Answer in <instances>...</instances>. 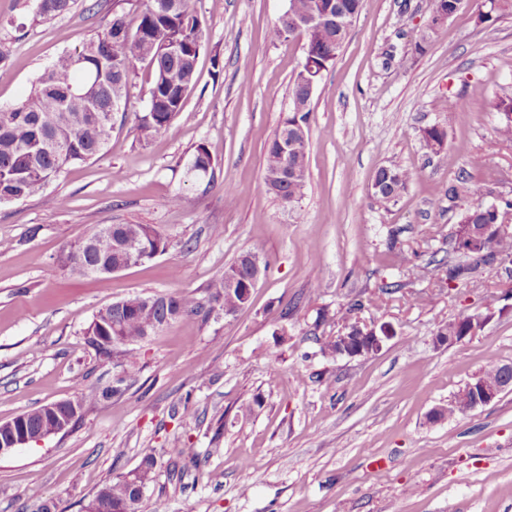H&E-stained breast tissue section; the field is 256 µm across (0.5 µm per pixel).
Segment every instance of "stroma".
<instances>
[{
  "mask_svg": "<svg viewBox=\"0 0 512 512\" xmlns=\"http://www.w3.org/2000/svg\"><path fill=\"white\" fill-rule=\"evenodd\" d=\"M198 7L208 29L197 84L166 132L143 140L134 129L152 82L140 68L103 154L0 204V421L88 396L70 431L0 457V512H82L149 454L157 477L144 512H512V390L429 419L485 366L512 363V261L464 254L456 241L459 213L476 202L512 228V141L489 107L512 91V15L479 27L464 7L416 56L429 0H364L312 94L308 177L291 206L264 186L265 147L304 60L303 37L269 39L288 0ZM33 9L0 0L13 75L0 82V108L100 31L112 0H76L48 22ZM448 95L466 111H442ZM433 125L448 131L437 154L420 137ZM201 144L214 161L204 177L190 169ZM391 161L412 179L377 211L369 190ZM465 169L470 194L448 201L442 186ZM98 224H150L169 247L109 277L62 271L61 248ZM246 252L268 263L248 306L172 323L138 345L142 370L124 393L90 398L122 372L86 341L99 310L134 294L204 297ZM454 264L469 277L449 280ZM389 282L399 291L355 317L395 336L373 354L324 357L348 302ZM475 313L489 316L475 335L436 344L443 326Z\"/></svg>",
  "mask_w": 512,
  "mask_h": 512,
  "instance_id": "stroma-1",
  "label": "stroma"
}]
</instances>
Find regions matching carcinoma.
I'll list each match as a JSON object with an SVG mask.
<instances>
[{
  "label": "carcinoma",
  "instance_id": "obj_1",
  "mask_svg": "<svg viewBox=\"0 0 512 512\" xmlns=\"http://www.w3.org/2000/svg\"><path fill=\"white\" fill-rule=\"evenodd\" d=\"M75 0H35L34 19L52 20L72 8ZM363 0H290L270 29L273 42L298 34L305 38V58L291 86L292 108L264 155V184L280 201L293 205L299 201L307 179L311 91L307 84L309 69L324 73L340 54L349 29L343 20L354 21ZM463 4L460 0H431L426 29L414 52H425L429 40L441 26L439 17H453ZM324 14L328 22L308 28L303 21ZM512 14V0H496L494 9L475 0L476 23L491 24ZM205 22L195 0H116L112 16L97 35L82 49L65 52L35 80L28 96L17 106L0 108V203L25 200L42 192L45 186L67 168L99 156L112 136V114L127 99L128 87L140 65L153 75L146 110L136 116L135 129L143 139L168 130L183 110L188 95L197 83L196 64L203 48ZM493 110L502 115L499 137L512 140V92L495 97ZM421 139L434 152L443 149L447 132L439 126L420 130ZM208 149L197 146L191 170L205 175L212 169ZM410 172L396 162L380 167L373 182L380 189L371 191L373 207L390 208L410 182ZM470 174L462 171L444 189L453 201L470 193ZM499 223V216L477 203L459 214L460 239L480 236L477 255L485 259L499 256L500 242L480 233L482 225ZM152 249L166 248L168 238L147 224H110L94 228L68 243L57 257L59 267L79 276H97L102 267H120L128 262L122 244ZM251 277L248 255L239 256L213 279L202 300L186 292L135 294L117 301L112 309V355L122 357L123 373L133 377L141 370L135 345L159 332L170 323L189 316L208 320L214 313L238 312L248 299L230 286L232 278ZM398 285L386 284L368 301L354 299L347 304L343 320L348 329H356L351 315L396 292ZM157 460L145 456L135 472L121 473L100 488L96 495L112 503V512H140L143 495L140 488L156 479Z\"/></svg>",
  "mask_w": 512,
  "mask_h": 512
}]
</instances>
